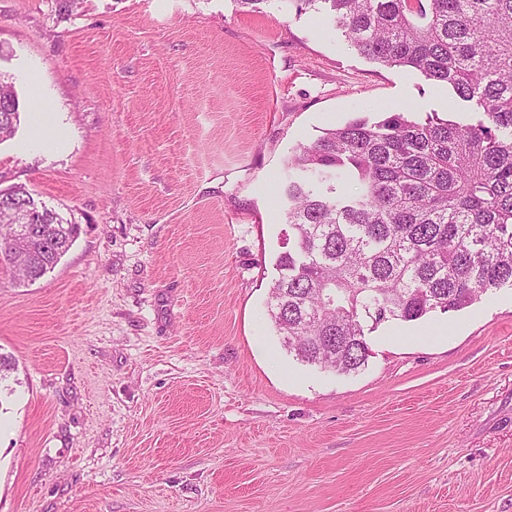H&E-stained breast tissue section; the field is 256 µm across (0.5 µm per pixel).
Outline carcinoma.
<instances>
[{
    "label": "carcinoma",
    "mask_w": 512,
    "mask_h": 512,
    "mask_svg": "<svg viewBox=\"0 0 512 512\" xmlns=\"http://www.w3.org/2000/svg\"><path fill=\"white\" fill-rule=\"evenodd\" d=\"M324 4L358 54L447 84L476 114L468 124L403 111L353 119L289 159L293 244L278 257L269 315L297 359L350 373L369 356L365 327L512 288V0H297ZM19 124L0 74V140ZM344 180L359 191L340 190ZM22 211L52 244L12 238ZM78 234L24 189L0 191V254L15 276L40 279Z\"/></svg>",
    "instance_id": "1"
}]
</instances>
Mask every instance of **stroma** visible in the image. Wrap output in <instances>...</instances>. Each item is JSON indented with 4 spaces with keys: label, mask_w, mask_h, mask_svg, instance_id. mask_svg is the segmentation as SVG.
Returning <instances> with one entry per match:
<instances>
[{
    "label": "stroma",
    "mask_w": 512,
    "mask_h": 512,
    "mask_svg": "<svg viewBox=\"0 0 512 512\" xmlns=\"http://www.w3.org/2000/svg\"><path fill=\"white\" fill-rule=\"evenodd\" d=\"M0 190L80 233L0 268V512H512V288L367 333L341 374L269 315L288 158L392 111L475 119L293 0H0ZM0 72V141L11 137L20 124L19 100L11 82Z\"/></svg>",
    "instance_id": "1"
}]
</instances>
